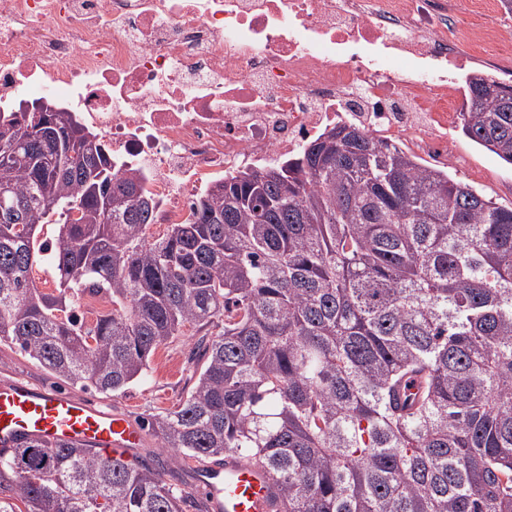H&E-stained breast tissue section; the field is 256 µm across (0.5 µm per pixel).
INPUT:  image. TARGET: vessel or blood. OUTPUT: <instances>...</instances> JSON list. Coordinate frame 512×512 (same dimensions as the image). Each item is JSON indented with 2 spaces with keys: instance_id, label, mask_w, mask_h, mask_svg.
Segmentation results:
<instances>
[{
  "instance_id": "1",
  "label": "vessel or blood",
  "mask_w": 512,
  "mask_h": 512,
  "mask_svg": "<svg viewBox=\"0 0 512 512\" xmlns=\"http://www.w3.org/2000/svg\"><path fill=\"white\" fill-rule=\"evenodd\" d=\"M29 438L77 444L105 455L142 447L140 424L70 392L33 386L22 379L0 382V453ZM196 489L211 512H281L278 486L260 465L225 452L224 464L203 469Z\"/></svg>"
}]
</instances>
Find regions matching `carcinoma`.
<instances>
[{
  "label": "carcinoma",
  "instance_id": "cac0c4a2",
  "mask_svg": "<svg viewBox=\"0 0 512 512\" xmlns=\"http://www.w3.org/2000/svg\"><path fill=\"white\" fill-rule=\"evenodd\" d=\"M28 126L0 132V342L107 394L222 316L186 399L149 422L162 447L253 459L283 512H512V207L354 127L224 177L151 240L139 171L77 119ZM458 128L512 165V85L469 74ZM87 293L112 305L91 324ZM6 490L27 512H209L156 468L40 440L0 458Z\"/></svg>",
  "mask_w": 512,
  "mask_h": 512
}]
</instances>
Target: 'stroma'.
<instances>
[{
  "label": "stroma",
  "mask_w": 512,
  "mask_h": 512,
  "mask_svg": "<svg viewBox=\"0 0 512 512\" xmlns=\"http://www.w3.org/2000/svg\"><path fill=\"white\" fill-rule=\"evenodd\" d=\"M448 137L457 146V156L448 165L457 179L485 192L496 202L512 206V165L464 138L457 126H450ZM199 336L193 328L171 338L159 347L151 358L149 376L129 389L101 394L92 389L81 390V397L90 402L124 410L145 428V442L135 456L166 468L168 483L192 491L195 461H181L175 452L160 446L157 437L147 427L157 414L175 409L193 383L197 367ZM22 378L32 383L58 389L60 380L53 377L37 361L25 356L15 347L0 343V380Z\"/></svg>",
  "instance_id": "stroma-1"
}]
</instances>
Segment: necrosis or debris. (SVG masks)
Returning <instances> with one entry per match:
<instances>
[{
	"mask_svg": "<svg viewBox=\"0 0 512 512\" xmlns=\"http://www.w3.org/2000/svg\"><path fill=\"white\" fill-rule=\"evenodd\" d=\"M455 0H0V105L81 114L182 224L243 166L347 123L448 164Z\"/></svg>",
	"mask_w": 512,
	"mask_h": 512,
	"instance_id": "1",
	"label": "necrosis or debris"
}]
</instances>
